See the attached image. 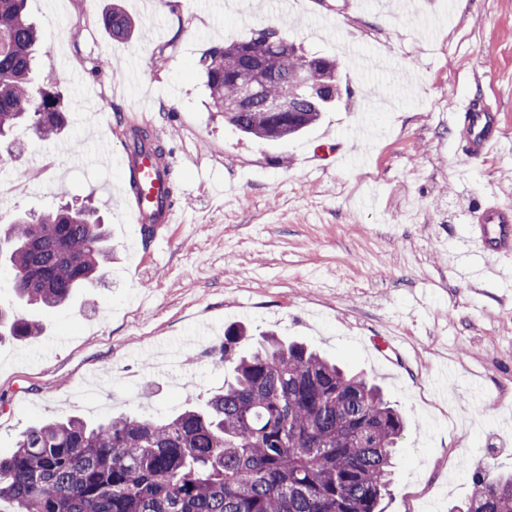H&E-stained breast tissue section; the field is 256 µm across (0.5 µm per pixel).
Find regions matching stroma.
<instances>
[{
  "label": "stroma",
  "instance_id": "obj_1",
  "mask_svg": "<svg viewBox=\"0 0 512 512\" xmlns=\"http://www.w3.org/2000/svg\"><path fill=\"white\" fill-rule=\"evenodd\" d=\"M119 2L130 42L100 23ZM27 0L39 70L68 106L66 140L112 154L63 161L57 140L13 131L0 162V226L26 212L88 201L114 260L67 305L42 313L35 340L0 341V452L61 414L164 417L224 386L204 355L241 322L304 340L383 387L406 416L384 512H448L474 490L459 461L512 471V293L463 278L448 253L472 211L512 204V0H405L357 11L353 0H297L282 24L310 53L336 58L351 90L294 139H247L225 125L197 62L211 46L277 19L271 0L246 16L218 0ZM392 70L357 69L346 54ZM170 44L159 62L156 49ZM384 104L364 111L365 96ZM491 102L502 140L466 160L450 97ZM138 106L179 161L187 221L145 245L122 206L118 116ZM347 165H327L322 146ZM398 336L402 356L375 348Z\"/></svg>",
  "mask_w": 512,
  "mask_h": 512
}]
</instances>
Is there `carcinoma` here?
<instances>
[{
  "mask_svg": "<svg viewBox=\"0 0 512 512\" xmlns=\"http://www.w3.org/2000/svg\"><path fill=\"white\" fill-rule=\"evenodd\" d=\"M26 2L0 0V139L21 125L40 139L58 138L68 113L55 78L34 77L38 36ZM101 20L113 39L132 38L118 6ZM285 39L270 22L199 59L215 107L244 135L297 136L347 92L335 59ZM308 59L320 84L302 90L294 77ZM253 70L267 79V93H292L291 113L261 101L245 112L224 110L236 77ZM126 147L165 153L142 127L131 129ZM111 260L105 225L89 206L21 216L0 232L15 299L35 310L68 303ZM40 333L38 319L0 301V337ZM214 363L224 368V389L172 417L120 414L92 423L72 415L28 427L0 456V500L13 512H381L405 420L376 384L301 342L274 335L252 342L240 324L224 330ZM448 512H512V474L476 476L471 497Z\"/></svg>",
  "mask_w": 512,
  "mask_h": 512,
  "instance_id": "obj_1",
  "label": "carcinoma"
}]
</instances>
